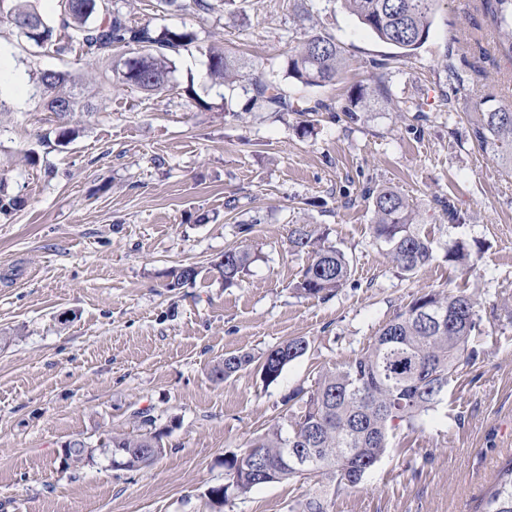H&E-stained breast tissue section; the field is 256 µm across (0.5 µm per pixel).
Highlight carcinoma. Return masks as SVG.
I'll return each instance as SVG.
<instances>
[{
    "mask_svg": "<svg viewBox=\"0 0 512 512\" xmlns=\"http://www.w3.org/2000/svg\"><path fill=\"white\" fill-rule=\"evenodd\" d=\"M378 40L401 50L410 58L427 42L438 0H337ZM497 35L496 51L512 57V0H480ZM166 11L189 14L204 21L225 11L236 12L235 0H161ZM17 30L32 47L50 46L65 57L79 49L88 64L102 67V78L112 71L117 83L151 94H162L174 81V58L197 46L193 27L136 23L112 6V0H60V10L45 19L34 0H0V25ZM206 79L215 87L238 85L246 96L244 111L299 115L330 111L323 100L306 101L288 91L282 78L306 86H325L336 81L346 63L344 51L331 35L307 32L288 57L284 75L274 69L249 77L246 65L216 44L204 47ZM70 74L45 70L37 73L35 93L47 111L73 118L82 111L71 90ZM368 89L371 95L389 97V64H375ZM471 139L506 174L512 173V104L498 92H488L480 111L472 113ZM364 197L372 200V236L397 268L414 275L433 260V242L422 232L418 215L400 190L368 187ZM24 201L9 194L0 182V214L10 215ZM314 236L306 224L295 225L289 243L311 253L295 289L298 293L325 299L348 281L350 262L334 246ZM471 246L458 238L448 245V260L466 268ZM254 257L247 250L229 249L218 265L227 287L238 284ZM193 265L179 268L167 287L174 290L196 278ZM477 302L463 292L431 290L414 298L383 325L372 343L348 361L319 372L314 385L296 393L300 411L282 417L251 444L260 451L256 463L264 474L257 476L245 463L247 453L224 458V489L212 503L222 505L244 497L255 487L296 481L322 484L333 493L357 486L365 473L384 457L389 432L399 425L413 426L444 400L449 382L462 365L473 363L478 352L469 347L477 326ZM309 348L304 336L290 338L269 350L260 362L263 381H275L286 365ZM255 362L249 353L230 354L214 367L216 379L224 380ZM142 423L152 429L139 434L110 437L104 452L119 458L125 469L141 464L145 448H164L163 432L155 420L139 412ZM301 512H329L327 493L318 490L305 501ZM477 512H512V459L501 467L495 484L486 492Z\"/></svg>",
    "mask_w": 512,
    "mask_h": 512,
    "instance_id": "obj_1",
    "label": "carcinoma"
}]
</instances>
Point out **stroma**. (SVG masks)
Here are the masks:
<instances>
[{
    "instance_id": "obj_1",
    "label": "stroma",
    "mask_w": 512,
    "mask_h": 512,
    "mask_svg": "<svg viewBox=\"0 0 512 512\" xmlns=\"http://www.w3.org/2000/svg\"><path fill=\"white\" fill-rule=\"evenodd\" d=\"M310 4L303 22L296 0H238L239 14L197 27L203 43L280 71L305 31L334 36L349 61L342 77L289 85L332 106L309 133L291 112L236 119L242 91L211 89L198 50L176 57L175 89L148 95L0 26V179L26 201L0 215V512H289L307 486L265 485L219 507L206 492L223 484L225 455L277 422L289 395L364 350L430 289L477 300L478 358L436 411L393 432L330 512H474L512 458V178L477 149L469 125L488 89L512 78V58L492 51L479 0H439L410 59L329 0ZM450 46L474 68L461 86L442 64ZM384 59L389 97L348 118L371 62ZM41 70L69 71L88 106L70 143L33 95ZM189 84L210 109L189 102ZM369 185L395 187L417 207L435 259L415 275L374 241ZM297 224L328 228L351 262L327 299L294 288L309 261L289 244ZM458 238L474 252L470 269L447 260ZM235 247L254 261L228 288L216 265ZM184 265L196 280L168 291ZM295 336L310 348L273 383L253 365L224 381L212 374L225 355L258 358ZM142 410L165 433L159 458L133 471L100 456L65 459L71 439L138 432Z\"/></svg>"
}]
</instances>
